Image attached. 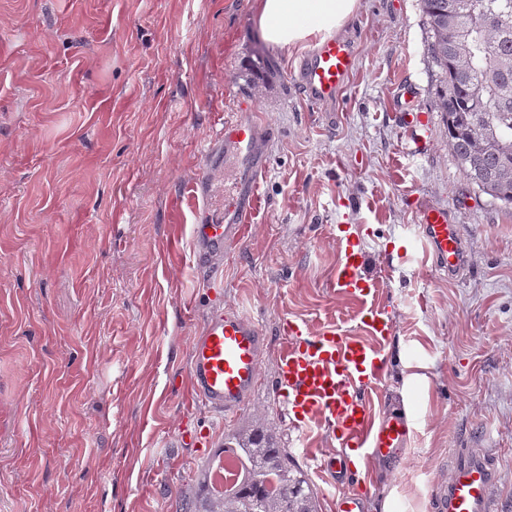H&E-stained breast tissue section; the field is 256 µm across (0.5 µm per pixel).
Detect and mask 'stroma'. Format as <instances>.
<instances>
[{
	"instance_id": "1",
	"label": "stroma",
	"mask_w": 512,
	"mask_h": 512,
	"mask_svg": "<svg viewBox=\"0 0 512 512\" xmlns=\"http://www.w3.org/2000/svg\"><path fill=\"white\" fill-rule=\"evenodd\" d=\"M255 0H0V512H186L224 438L253 419L291 449L274 387L283 319L361 335L333 288L352 226L394 323L373 416L419 415L395 464L347 462L314 480L319 512L355 491L365 512H430L453 448L495 449L512 512V208L475 192L448 148L419 0H360L344 35L349 83L319 108L295 86L308 46L261 36ZM422 124L400 125L403 91ZM261 130L266 178L223 285L194 263L180 206L222 163L221 119ZM460 225L465 263L436 268L416 240L425 206ZM269 342L236 418L188 405L190 344L217 301ZM212 426L209 448L178 434Z\"/></svg>"
}]
</instances>
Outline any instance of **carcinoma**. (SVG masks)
Wrapping results in <instances>:
<instances>
[{"label":"carcinoma","instance_id":"cac0c4a2","mask_svg":"<svg viewBox=\"0 0 512 512\" xmlns=\"http://www.w3.org/2000/svg\"><path fill=\"white\" fill-rule=\"evenodd\" d=\"M430 49L441 70L438 109L448 147L473 187L512 206V0H419ZM240 481L198 512H317L307 475L272 432L235 431Z\"/></svg>","mask_w":512,"mask_h":512}]
</instances>
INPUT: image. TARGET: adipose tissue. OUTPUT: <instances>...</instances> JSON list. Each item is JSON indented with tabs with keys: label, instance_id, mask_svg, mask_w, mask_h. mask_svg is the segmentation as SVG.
Here are the masks:
<instances>
[{
	"label": "adipose tissue",
	"instance_id": "obj_1",
	"mask_svg": "<svg viewBox=\"0 0 512 512\" xmlns=\"http://www.w3.org/2000/svg\"><path fill=\"white\" fill-rule=\"evenodd\" d=\"M359 0H256L263 39L284 48L337 35L355 15Z\"/></svg>",
	"mask_w": 512,
	"mask_h": 512
}]
</instances>
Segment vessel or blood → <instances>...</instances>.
I'll return each mask as SVG.
<instances>
[{
	"mask_svg": "<svg viewBox=\"0 0 512 512\" xmlns=\"http://www.w3.org/2000/svg\"><path fill=\"white\" fill-rule=\"evenodd\" d=\"M355 61L350 40L326 39L298 64V85L313 105L334 103L347 86ZM221 132L223 166H205L184 191L188 205L198 207L201 189L223 185L230 168L248 188L247 206H239V190L225 192L223 221L192 227L196 263L216 271L223 266L225 251L244 244L265 176L257 127L239 118L224 121ZM419 239L440 270L451 275L461 270L464 237L445 209L422 210ZM362 263L357 242L347 239L336 288L361 301L377 291L375 282L361 276ZM361 323L372 343L333 329L314 334L306 324L283 321L285 341L276 359V380L282 403L299 432L320 420L328 430H340L345 446L358 449L365 460L394 461L409 446V421L391 413L373 417L365 399L366 389L383 376L387 359L383 342L392 335L394 325L376 305L367 308ZM264 350L265 339L247 309L231 305L213 311L191 342L188 378L193 400L225 417L237 415L260 381ZM498 503V468L491 455L452 449L447 476L435 478L432 485V512H497Z\"/></svg>",
	"mask_w": 512,
	"mask_h": 512,
	"instance_id": "1",
	"label": "vessel or blood"
}]
</instances>
